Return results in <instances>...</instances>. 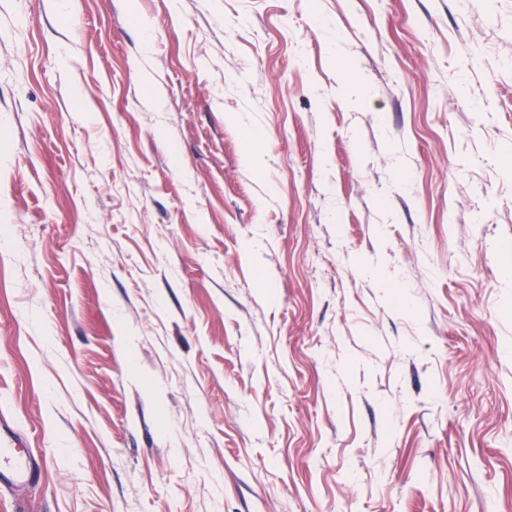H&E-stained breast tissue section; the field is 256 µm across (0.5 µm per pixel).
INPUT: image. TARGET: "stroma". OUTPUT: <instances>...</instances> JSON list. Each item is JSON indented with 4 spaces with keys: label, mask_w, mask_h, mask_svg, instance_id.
I'll return each mask as SVG.
<instances>
[{
    "label": "stroma",
    "mask_w": 512,
    "mask_h": 512,
    "mask_svg": "<svg viewBox=\"0 0 512 512\" xmlns=\"http://www.w3.org/2000/svg\"><path fill=\"white\" fill-rule=\"evenodd\" d=\"M0 412V512H512V0H0ZM40 461L34 456L26 438L0 416V485L30 484L40 478Z\"/></svg>",
    "instance_id": "stroma-1"
}]
</instances>
